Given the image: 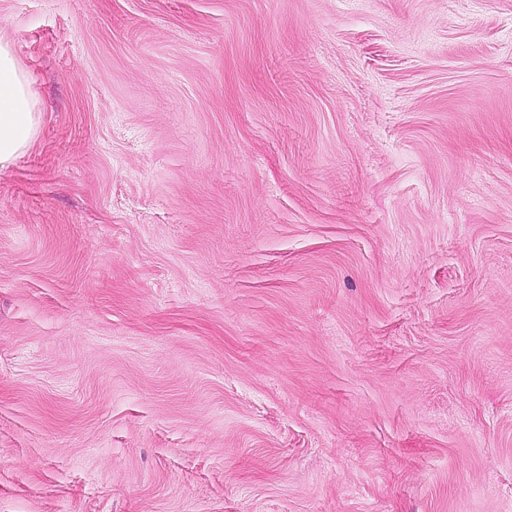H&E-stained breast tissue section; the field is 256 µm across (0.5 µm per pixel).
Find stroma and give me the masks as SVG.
<instances>
[{
	"instance_id": "obj_1",
	"label": "stroma",
	"mask_w": 512,
	"mask_h": 512,
	"mask_svg": "<svg viewBox=\"0 0 512 512\" xmlns=\"http://www.w3.org/2000/svg\"><path fill=\"white\" fill-rule=\"evenodd\" d=\"M0 512H512V0H0ZM23 70L0 42V169L19 158L37 134V112Z\"/></svg>"
}]
</instances>
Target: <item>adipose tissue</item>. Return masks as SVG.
I'll list each match as a JSON object with an SVG mask.
<instances>
[{
	"instance_id": "1",
	"label": "adipose tissue",
	"mask_w": 512,
	"mask_h": 512,
	"mask_svg": "<svg viewBox=\"0 0 512 512\" xmlns=\"http://www.w3.org/2000/svg\"><path fill=\"white\" fill-rule=\"evenodd\" d=\"M37 114L23 70L0 42V169L19 158L37 134Z\"/></svg>"
}]
</instances>
